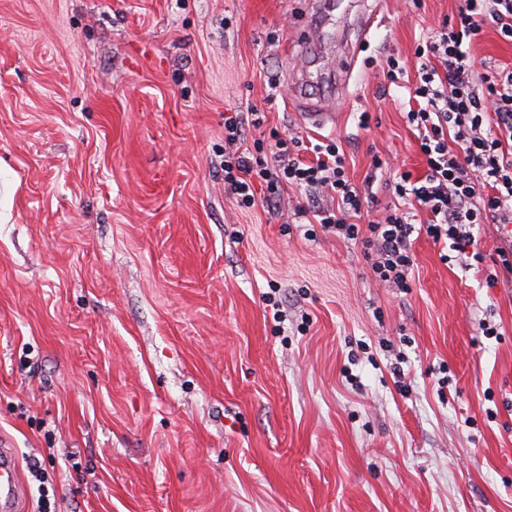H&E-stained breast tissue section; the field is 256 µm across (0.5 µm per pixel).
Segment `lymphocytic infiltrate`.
Segmentation results:
<instances>
[{
  "instance_id": "obj_1",
  "label": "lymphocytic infiltrate",
  "mask_w": 512,
  "mask_h": 512,
  "mask_svg": "<svg viewBox=\"0 0 512 512\" xmlns=\"http://www.w3.org/2000/svg\"><path fill=\"white\" fill-rule=\"evenodd\" d=\"M512 43V0H461L414 50L416 81L405 84L406 62L388 56L384 78L399 88L407 118L417 132L426 172L394 174L387 186L402 200L399 208L375 216L378 200L349 179L345 155L335 141L313 146L311 162L299 156L296 136L245 147L238 113L224 118V188L243 210L257 201L275 205L285 187L305 192L308 200L329 198V206L296 205L298 217H312L315 232L360 244L375 281L408 291L414 259L412 242L421 233L456 252L461 268L483 263L474 231L482 224L500 229L503 247L493 260L496 274L512 280V69L478 72L469 45L486 24ZM424 224H416L418 212Z\"/></svg>"
}]
</instances>
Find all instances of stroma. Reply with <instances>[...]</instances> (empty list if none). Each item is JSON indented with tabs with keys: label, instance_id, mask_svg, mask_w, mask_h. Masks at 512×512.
Wrapping results in <instances>:
<instances>
[{
	"label": "stroma",
	"instance_id": "stroma-1",
	"mask_svg": "<svg viewBox=\"0 0 512 512\" xmlns=\"http://www.w3.org/2000/svg\"><path fill=\"white\" fill-rule=\"evenodd\" d=\"M333 3L308 44L306 0H0V438L25 512H512V284L422 235L411 290L384 288L360 245L293 226L299 191L224 190L228 112L264 113L250 142L335 139L384 207L373 156L423 175L380 64L458 0ZM471 52L512 68L493 25ZM301 80L336 127L303 120ZM378 14L375 10L371 12L360 11L354 18L352 29L355 34L354 42H350L344 57L341 59L340 69L347 77L354 70L361 45L368 39L372 29L377 23Z\"/></svg>",
	"mask_w": 512,
	"mask_h": 512
}]
</instances>
